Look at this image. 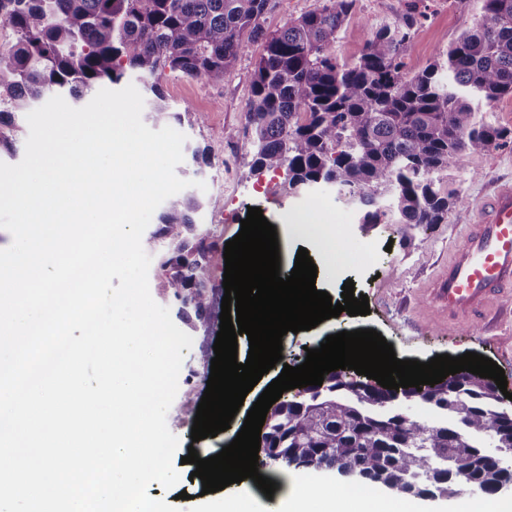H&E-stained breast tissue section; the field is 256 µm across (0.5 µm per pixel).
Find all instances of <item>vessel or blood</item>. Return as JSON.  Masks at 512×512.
<instances>
[{"label":"vessel or blood","instance_id":"vessel-or-blood-1","mask_svg":"<svg viewBox=\"0 0 512 512\" xmlns=\"http://www.w3.org/2000/svg\"><path fill=\"white\" fill-rule=\"evenodd\" d=\"M478 213L434 287L449 314L467 318L475 330L486 327L492 299L512 288V183L498 186Z\"/></svg>","mask_w":512,"mask_h":512}]
</instances>
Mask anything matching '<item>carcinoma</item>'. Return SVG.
<instances>
[{
	"label": "carcinoma",
	"mask_w": 512,
	"mask_h": 512,
	"mask_svg": "<svg viewBox=\"0 0 512 512\" xmlns=\"http://www.w3.org/2000/svg\"><path fill=\"white\" fill-rule=\"evenodd\" d=\"M273 0H0V20L14 32L0 46V151L12 150L3 127L31 103L66 89L76 100L127 71L146 78L169 69L224 82L247 51L263 42L246 120L251 172L282 173L281 189L298 195L336 186L361 211V223L402 225L403 235L443 224L460 203L443 186L448 164L507 142L512 132L482 107L512 94V0H481V18L421 72L403 57L428 19L416 0L392 25L369 30L359 55L339 62L336 43L356 0H324L283 28H265ZM151 114L200 124L204 115L170 112L150 86ZM218 204L176 199L159 215L169 241L167 290L181 312L207 323L212 308L211 246L194 234L193 213ZM304 404L282 400L267 413L265 435L281 463L319 448L316 465L371 472L397 488L415 474L448 466V493L485 492L499 471L486 448H512V409L498 407L494 386L470 381L457 402L435 406L431 421H407L385 409L373 390L347 382L306 386Z\"/></svg>",
	"instance_id": "carcinoma-1"
}]
</instances>
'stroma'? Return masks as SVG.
Returning a JSON list of instances; mask_svg holds the SVG:
<instances>
[{"instance_id": "35a3bbf8", "label": "stroma", "mask_w": 512, "mask_h": 512, "mask_svg": "<svg viewBox=\"0 0 512 512\" xmlns=\"http://www.w3.org/2000/svg\"><path fill=\"white\" fill-rule=\"evenodd\" d=\"M429 18L418 29L405 57L408 73L422 70L433 60L437 48L465 30L471 29L480 18L479 0H424ZM405 0H357L350 20L344 25L336 45L339 60L351 61L357 57L367 35L368 27L393 23L402 13ZM262 52L261 44L251 46L247 55L238 59L223 84L214 85L202 78H191L165 71L149 80L137 73L128 74L127 83L138 91H145L150 83H157L165 92L173 111L189 110L205 116L203 124H189L169 120V127L183 133V162L177 166L180 178L204 182L207 195L219 196V208L199 211L196 232L214 247L215 260L211 280L216 298H223L224 247L240 230L241 219L249 208H261L263 216L275 225L278 237L287 238L288 227L283 216L304 215L320 217L333 224L342 220L350 224L342 251L345 264L335 273L318 271L315 286L328 292L333 301H340L345 281L355 283L356 293L368 296L370 312L351 316L340 314L339 325L320 323L315 328L298 333H287L282 341L284 363L297 366L304 362L308 348L324 342L336 329L353 331L373 329L391 343L401 360L430 361L435 356L453 357L475 352L491 358L504 370L507 390L512 393V303L494 304L485 330L473 331L464 324L448 322L445 309H437L438 327L427 325L420 308L422 300L430 295L432 286L448 268L452 253L462 244L474 205L500 180H512V142L489 152L469 156L464 162L448 167L447 180L455 190L460 204L448 212L442 224L421 227L411 237H403L395 224H364L355 205L339 199L334 186L317 185L297 195H286L280 188V179L267 174L261 177L250 172L251 156L246 127L247 103L251 97L254 62ZM228 127L241 129L239 139L224 137ZM206 150V159L195 162L192 151ZM157 221H150L144 235L149 242L145 251L151 257L149 288L153 299L172 312V320L193 339L185 353L179 376L177 395L167 413L169 430L180 440L178 456H185L189 448H196L200 458L219 453L240 431L248 411L266 387L276 379L279 368H272L250 391L229 429L200 441H192L191 428L197 406L203 396L210 375L213 345L220 329L219 317H212L209 330L194 328L192 322L179 315L178 302L168 294L164 285L161 262L167 257L169 244L158 237Z\"/></svg>"}]
</instances>
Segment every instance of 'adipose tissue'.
<instances>
[{
  "label": "adipose tissue",
  "mask_w": 512,
  "mask_h": 512,
  "mask_svg": "<svg viewBox=\"0 0 512 512\" xmlns=\"http://www.w3.org/2000/svg\"><path fill=\"white\" fill-rule=\"evenodd\" d=\"M257 496L249 481L225 488L224 512H408L404 499L376 500L371 491L354 487L339 493L332 489L317 490L302 484L299 478L288 479L263 510H256Z\"/></svg>",
  "instance_id": "obj_1"
}]
</instances>
